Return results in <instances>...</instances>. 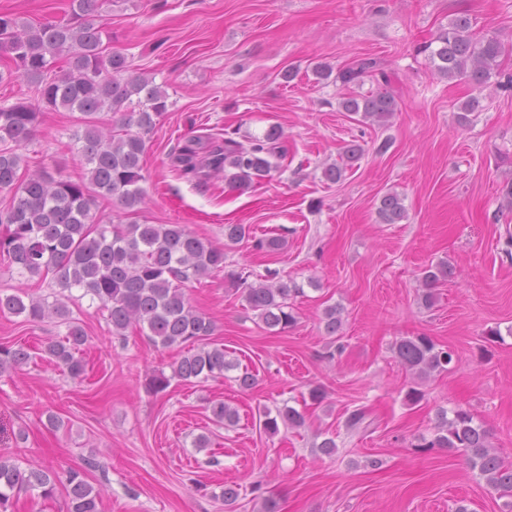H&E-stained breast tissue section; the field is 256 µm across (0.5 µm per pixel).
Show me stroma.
Instances as JSON below:
<instances>
[{
  "label": "stroma",
  "instance_id": "stroma-1",
  "mask_svg": "<svg viewBox=\"0 0 512 512\" xmlns=\"http://www.w3.org/2000/svg\"><path fill=\"white\" fill-rule=\"evenodd\" d=\"M68 4L0 0V16L60 21ZM461 13L477 34L508 45L501 70L512 73V0H102L112 49L169 94L143 157L147 196L134 218L186 225L223 247L228 268L295 280L304 294L292 301L296 325L279 333L245 309L223 274L189 283L192 304L215 323L213 342L238 372L256 376L248 390L229 374L148 394L146 377L171 372L183 348L153 346L134 330L113 335L86 298L69 304L88 336L79 382L44 351L66 326L0 314V344L32 354L0 375V456L59 472L96 460L87 479L101 512H224L218 495L234 484L236 512H262L267 498L279 512H512V497L491 490L464 455L415 448L436 434L440 410L460 406L512 463V210L500 195L512 180V90L439 77L419 50ZM364 57L382 62L398 97L384 125L340 106L377 91L375 80L345 86L313 73ZM473 97L479 111L462 113ZM271 126L283 132L285 156L249 189L220 178L202 186L168 165L192 136L228 130L244 143ZM80 131L76 113L43 112L23 155L79 179ZM350 144L362 147L361 159L342 181H326L324 168L342 164ZM390 192L406 217L383 224L377 209ZM228 224L248 225L250 238L226 243ZM276 236L285 250L255 249V239ZM442 261L455 273L424 308L419 274ZM329 305L341 310L333 336L322 321ZM492 329L503 339L491 341ZM418 333L454 350L448 371L421 380L398 362L395 340ZM315 386L324 401L305 404ZM413 387L420 402L406 398ZM217 400L238 409L236 426L212 423ZM283 405L303 411L304 426L265 433L259 409ZM359 407L368 425L352 434L345 419ZM51 413L60 429L49 426ZM201 434L208 447H194ZM327 438L336 442L330 456L319 449Z\"/></svg>",
  "mask_w": 512,
  "mask_h": 512
}]
</instances>
